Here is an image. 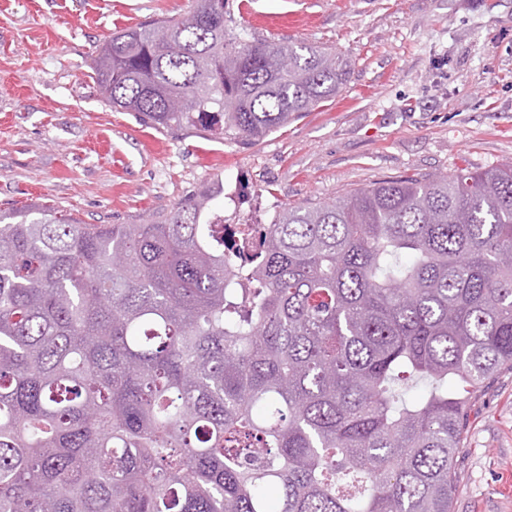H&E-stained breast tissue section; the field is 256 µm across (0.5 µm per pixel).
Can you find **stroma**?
<instances>
[{
    "mask_svg": "<svg viewBox=\"0 0 512 512\" xmlns=\"http://www.w3.org/2000/svg\"><path fill=\"white\" fill-rule=\"evenodd\" d=\"M190 7L0 0V209L139 224L232 171L245 222L267 224L388 177L512 162V0H228L230 28L327 47L350 68L335 100L252 144L160 131L98 96L99 44ZM455 471L450 512H512V371L474 401Z\"/></svg>",
    "mask_w": 512,
    "mask_h": 512,
    "instance_id": "obj_1",
    "label": "stroma"
}]
</instances>
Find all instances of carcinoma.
<instances>
[{
	"instance_id": "cac0c4a2",
	"label": "carcinoma",
	"mask_w": 512,
	"mask_h": 512,
	"mask_svg": "<svg viewBox=\"0 0 512 512\" xmlns=\"http://www.w3.org/2000/svg\"><path fill=\"white\" fill-rule=\"evenodd\" d=\"M225 3L113 33L103 101L248 142L341 94L336 53ZM223 197L0 210V512H450L472 400L512 368V163L286 205L241 263Z\"/></svg>"
}]
</instances>
